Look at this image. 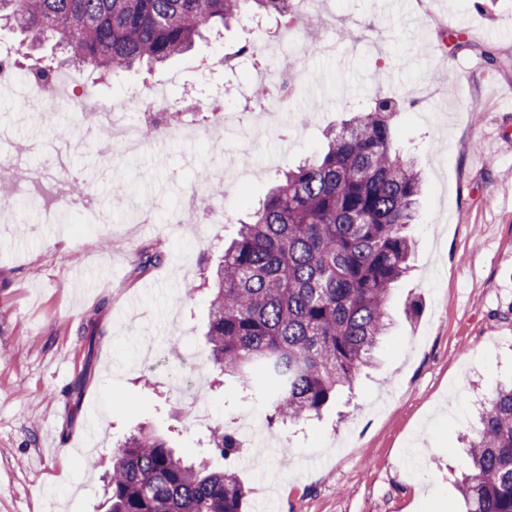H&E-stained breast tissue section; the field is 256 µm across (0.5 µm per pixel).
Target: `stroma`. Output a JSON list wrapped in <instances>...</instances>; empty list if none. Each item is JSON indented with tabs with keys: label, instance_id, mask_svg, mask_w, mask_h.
I'll list each match as a JSON object with an SVG mask.
<instances>
[{
	"label": "stroma",
	"instance_id": "1",
	"mask_svg": "<svg viewBox=\"0 0 512 512\" xmlns=\"http://www.w3.org/2000/svg\"><path fill=\"white\" fill-rule=\"evenodd\" d=\"M283 51L295 73L281 125L232 134L193 132L100 155L78 115L19 111L0 94V132L37 143L16 167L51 163L60 141L74 178L91 183L106 224L43 222L26 210L0 224V512H105L101 474L112 448L141 426L185 459L208 457L247 491L245 512H448L467 464L461 437L487 394L512 379V0H315L292 17ZM251 46L253 57L205 88L194 57ZM442 81H434V74ZM152 86L190 100L210 94L227 110L257 109L274 86L265 46L235 24L152 68ZM410 95L393 120L397 148L423 167L410 273L391 294L392 325L352 391L320 418L264 428L257 466L206 456L209 427L178 387L194 381L212 425L253 412L234 379L219 377L205 343L208 297L187 295L215 265L233 224L201 223L192 204L215 168L238 153L225 211L245 218L275 172L322 150L329 128L378 97ZM499 123L507 148L484 141ZM127 192L111 194V181ZM180 223H171L172 215ZM160 249L141 271L135 255ZM418 302L419 313L407 312ZM97 318L94 345L77 334ZM85 376L81 399L68 386ZM102 414L86 456L85 408Z\"/></svg>",
	"mask_w": 512,
	"mask_h": 512
}]
</instances>
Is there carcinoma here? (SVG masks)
<instances>
[{
	"mask_svg": "<svg viewBox=\"0 0 512 512\" xmlns=\"http://www.w3.org/2000/svg\"><path fill=\"white\" fill-rule=\"evenodd\" d=\"M290 0H0V21L25 32L30 49L50 40L65 58L26 54L37 87L63 63L97 82L174 60L212 31L264 17L284 18ZM379 97L326 134L327 149L276 173L263 204L237 220V236L207 274L206 331L211 361L252 398L269 422L318 416L340 389H352L389 328L392 286L409 269L411 223L421 193L417 163L393 144L392 106ZM206 118L200 102L166 122ZM139 252L136 268L163 262ZM209 445L235 454L240 440L214 428ZM467 470L458 481L459 512H512V385L494 391L467 438ZM109 512H243L236 474L176 455L139 431L118 444L107 475Z\"/></svg>",
	"mask_w": 512,
	"mask_h": 512,
	"instance_id": "cac0c4a2",
	"label": "carcinoma"
}]
</instances>
